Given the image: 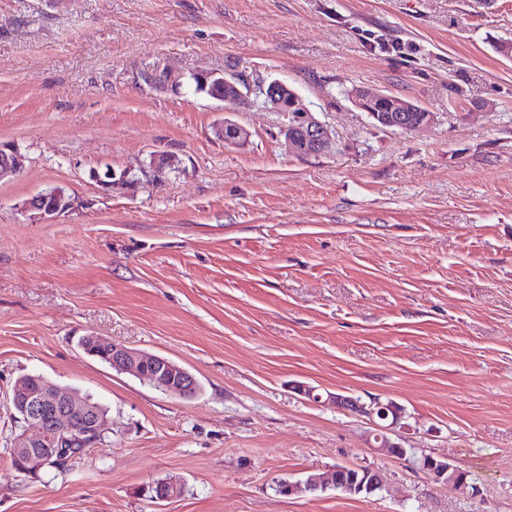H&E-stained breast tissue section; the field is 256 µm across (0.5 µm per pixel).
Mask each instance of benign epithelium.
I'll list each match as a JSON object with an SVG mask.
<instances>
[{"label": "benign epithelium", "instance_id": "1", "mask_svg": "<svg viewBox=\"0 0 512 512\" xmlns=\"http://www.w3.org/2000/svg\"><path fill=\"white\" fill-rule=\"evenodd\" d=\"M194 76L205 85L211 83L219 88L211 98L224 103L226 112L257 104L267 112H278L279 95L287 88L279 79L251 85L233 74L200 70L194 72ZM349 98L355 107L382 128L414 131L430 125L434 120V113L426 108L370 87H355L350 91ZM293 100L298 111L280 125V135L284 136L293 151L301 156L314 157L336 151L338 143L328 125L315 117L298 94H293ZM221 134L229 145H242L248 137L246 129L227 119L224 120ZM23 167L24 156L16 146L0 142V180L20 173ZM173 170L174 160L167 155L154 154L139 173L124 171L116 175L108 170L101 183L110 190L124 188L143 180L155 182L164 173ZM80 203L78 197L53 188L28 199L24 204V213L35 220H48L74 210ZM92 344L111 351L112 367L149 382L159 391L192 398L199 390L196 378L167 358L149 355L100 336L92 337ZM9 401L22 423L21 431L14 439V451L19 458L17 471L24 475L36 473L50 463L69 465L74 449L102 445L101 434L109 427V422L99 417L86 402L77 399L72 392L56 387L35 388L21 381L13 387ZM358 471L364 473L366 478L357 484V488L370 493L383 490L384 479L378 471L361 467ZM422 471L450 489L472 497L479 495V489L470 486L466 477L462 476V470L447 460L427 455ZM151 490L153 499L163 502L175 496L177 483L171 478L159 480L151 486Z\"/></svg>", "mask_w": 512, "mask_h": 512}]
</instances>
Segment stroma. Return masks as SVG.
<instances>
[{
    "mask_svg": "<svg viewBox=\"0 0 512 512\" xmlns=\"http://www.w3.org/2000/svg\"><path fill=\"white\" fill-rule=\"evenodd\" d=\"M512 0H0V512H512ZM276 78L340 149L295 154L282 115L225 113L146 72ZM434 114L406 132L347 97ZM248 129L234 146L216 127ZM176 157L160 182L97 173ZM53 188L86 200L22 212ZM102 336L168 358L164 394L83 352ZM37 373L91 396L112 431L30 478L7 396ZM320 394L301 395L299 386ZM331 394L402 407L390 439L446 457L478 497L380 451ZM385 490L277 492L336 466ZM180 481L171 500L149 486ZM349 98L355 107L382 128L414 131L434 120L433 112L426 108L370 87L356 86L350 91ZM412 115H416V119H410ZM24 159L15 145L0 142V180L20 173L24 167ZM350 468L364 473L367 476V478H365L361 483L357 484V488H352V486H350L348 483L342 482L341 479H338L336 482V485L338 487H341L342 489L348 488L347 490L339 489L340 491L344 492L345 494L351 495V496H359V495H363V494H368L366 491H368L369 493H373L378 490L379 491L383 490L384 479L378 471L373 470L371 468H361V467L360 468L350 467ZM336 485L327 484L320 488L325 489L330 486H332L333 488H336ZM358 488L365 489L366 491L359 490Z\"/></svg>",
    "mask_w": 512,
    "mask_h": 512,
    "instance_id": "1",
    "label": "stroma"
}]
</instances>
